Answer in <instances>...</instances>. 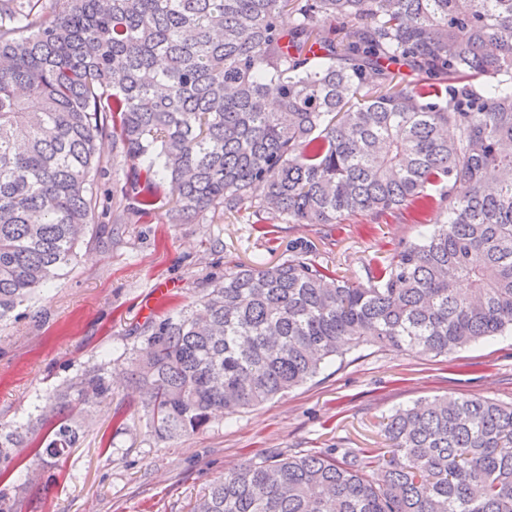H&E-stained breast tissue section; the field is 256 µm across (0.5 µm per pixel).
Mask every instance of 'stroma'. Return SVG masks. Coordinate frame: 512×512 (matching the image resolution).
Masks as SVG:
<instances>
[{
    "label": "stroma",
    "mask_w": 512,
    "mask_h": 512,
    "mask_svg": "<svg viewBox=\"0 0 512 512\" xmlns=\"http://www.w3.org/2000/svg\"><path fill=\"white\" fill-rule=\"evenodd\" d=\"M103 212L78 242L77 258L53 287L0 323V424L23 423L84 367L111 362L112 397L96 406L85 438L33 475L25 454L9 480L25 485L23 512H190L219 477L260 454L375 448L394 409L448 393L512 404V335L431 358L367 343L329 359L312 381L200 432L160 442L126 359L146 320L176 315L226 268L277 264L299 250L352 279L386 265L419 225L355 216L341 224H261L251 208L207 212L189 224L153 211L112 221L124 160L111 138L98 143Z\"/></svg>",
    "instance_id": "stroma-1"
}]
</instances>
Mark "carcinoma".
<instances>
[{
	"label": "carcinoma",
	"mask_w": 512,
	"mask_h": 512,
	"mask_svg": "<svg viewBox=\"0 0 512 512\" xmlns=\"http://www.w3.org/2000/svg\"><path fill=\"white\" fill-rule=\"evenodd\" d=\"M107 136L127 165L120 217L161 206L187 224L246 201L265 224L444 215L365 282L293 255L135 327L126 381L160 441L365 343L437 357L512 333V0H0V322L77 257ZM110 397L112 373L88 366L1 425L0 478L22 448L69 454ZM381 436L257 456L191 512H512V404L448 394ZM21 510L1 486L0 512Z\"/></svg>",
	"instance_id": "cac0c4a2"
}]
</instances>
